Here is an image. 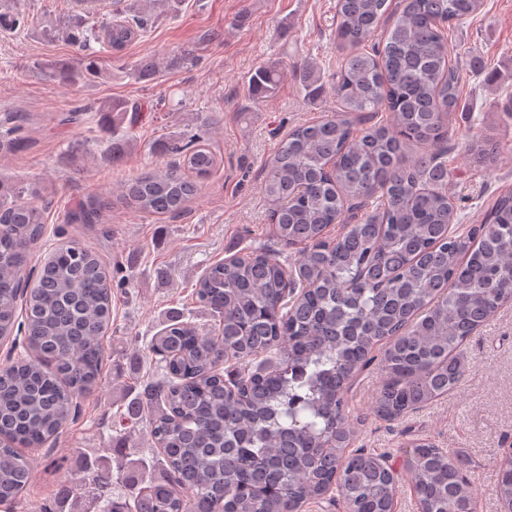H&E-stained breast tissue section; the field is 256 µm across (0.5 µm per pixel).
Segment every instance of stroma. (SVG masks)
I'll return each instance as SVG.
<instances>
[{
	"instance_id": "1",
	"label": "stroma",
	"mask_w": 512,
	"mask_h": 512,
	"mask_svg": "<svg viewBox=\"0 0 512 512\" xmlns=\"http://www.w3.org/2000/svg\"><path fill=\"white\" fill-rule=\"evenodd\" d=\"M146 35L114 60L100 44L87 51L65 40H47L25 27L0 34V119L30 117L22 149L0 154V179L44 195V251L78 244L95 251L112 279V326L103 339L102 381L80 399V413L55 447L28 448L34 483L27 499L44 512H59L57 494L80 459L106 452L122 393L161 375L145 360L146 343L166 311L189 309L197 325L213 322L193 302L199 276L212 264L258 247L295 262L298 250L273 235L262 185L268 163L295 126L337 110L333 76L344 52L334 39L336 0H182L177 12L150 9ZM451 58L461 69L460 107L449 117L444 156L448 195L462 224H482L500 193L512 190V0H485L482 11L453 22L446 33ZM191 50L194 66L173 64ZM103 68L94 82L71 86L37 73L45 61L76 64L83 53ZM163 61L149 80L127 76L125 66ZM279 63L283 78L269 98L249 99L245 80L261 64ZM319 71L321 89L308 98L299 82L304 66ZM124 99L138 105L135 148L113 161L107 114H75L82 103ZM480 129L497 143L488 171L470 168L461 138ZM204 132L219 164L179 217H146L119 200L120 186L144 168L165 169L164 143L176 132ZM106 206L97 224H71L68 212L91 195ZM467 371L460 386L397 421L374 413L386 382L373 362L349 384L353 447L387 454L400 464L408 444L425 439L467 453L477 512H501L497 464L512 448V304L497 310L464 347Z\"/></svg>"
}]
</instances>
